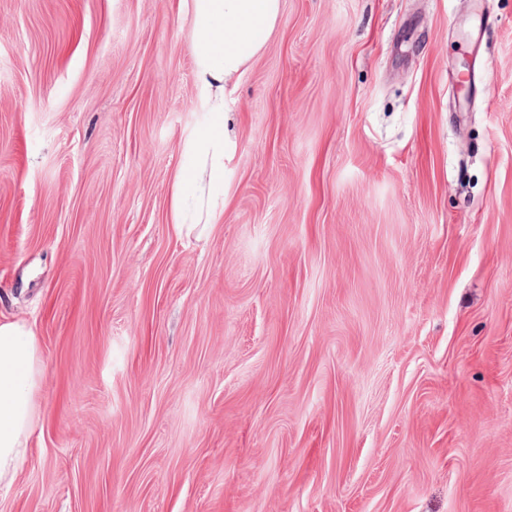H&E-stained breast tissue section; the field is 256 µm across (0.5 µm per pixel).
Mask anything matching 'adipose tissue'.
Listing matches in <instances>:
<instances>
[{
	"label": "adipose tissue",
	"mask_w": 512,
	"mask_h": 512,
	"mask_svg": "<svg viewBox=\"0 0 512 512\" xmlns=\"http://www.w3.org/2000/svg\"><path fill=\"white\" fill-rule=\"evenodd\" d=\"M282 0H191L195 80L208 114L182 148L170 224L175 236H203L224 218L227 172L236 142L224 130L230 82L272 37ZM46 366L39 340L21 319L0 318V487H11L40 419Z\"/></svg>",
	"instance_id": "adipose-tissue-1"
}]
</instances>
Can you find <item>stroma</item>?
I'll list each match as a JSON object with an SVG mask.
<instances>
[{
  "mask_svg": "<svg viewBox=\"0 0 512 512\" xmlns=\"http://www.w3.org/2000/svg\"><path fill=\"white\" fill-rule=\"evenodd\" d=\"M190 0H0V512H512V0H283L169 224ZM45 378L33 329L24 320L0 318V487L15 483L29 456Z\"/></svg>",
  "mask_w": 512,
  "mask_h": 512,
  "instance_id": "35a3bbf8",
  "label": "stroma"
}]
</instances>
